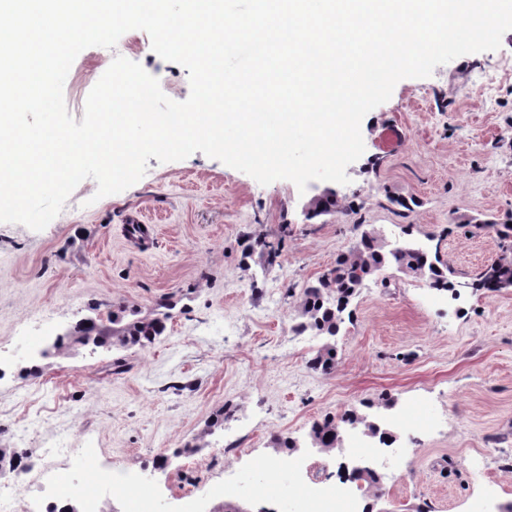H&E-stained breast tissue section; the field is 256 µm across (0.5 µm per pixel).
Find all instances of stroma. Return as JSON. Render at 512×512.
<instances>
[{
	"mask_svg": "<svg viewBox=\"0 0 512 512\" xmlns=\"http://www.w3.org/2000/svg\"><path fill=\"white\" fill-rule=\"evenodd\" d=\"M119 55L170 99L189 96L187 69L158 56L142 30L82 51L64 95L85 102ZM505 58L512 30L497 50L398 82L364 117L365 151L345 184L312 181L301 192L288 180L261 185L200 152L169 163L152 157L120 193L96 198V182L83 180L44 230L0 223V361L13 371L0 381V448L38 462L90 442L99 462L155 479L176 505L274 454L282 435L334 480L342 454L312 447V423L354 411L382 424L405 407L409 423L371 489L374 512H488V481L501 508L511 507L512 471L499 462L512 456V288H472L503 250L495 234L461 225L512 217V76L493 95L479 88ZM326 191L338 212L306 219L309 201ZM401 198L418 204L405 209ZM137 220L154 225L152 246L129 242L126 226ZM371 228L391 243L407 236L438 250L452 286L437 290L383 268L348 306L332 372L312 371L308 361L326 339L293 330L302 290ZM264 242L278 245L275 262L262 254ZM169 295L172 318L147 348L39 355L90 307L146 314ZM119 357L126 372L110 373ZM34 362L38 377L21 376ZM224 408L234 420L207 433ZM202 432L207 447L182 453ZM166 450L170 464L156 470Z\"/></svg>",
	"mask_w": 512,
	"mask_h": 512,
	"instance_id": "stroma-1",
	"label": "stroma"
}]
</instances>
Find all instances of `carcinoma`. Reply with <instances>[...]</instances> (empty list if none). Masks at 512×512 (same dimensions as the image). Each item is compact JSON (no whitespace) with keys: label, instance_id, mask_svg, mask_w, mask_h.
Returning <instances> with one entry per match:
<instances>
[{"label":"carcinoma","instance_id":"obj_1","mask_svg":"<svg viewBox=\"0 0 512 512\" xmlns=\"http://www.w3.org/2000/svg\"><path fill=\"white\" fill-rule=\"evenodd\" d=\"M336 212V199L324 194L310 203L308 217L313 219ZM463 224L475 228L490 226L499 239L512 238V226L506 223L466 219ZM388 265L404 273L425 277L436 288L448 286V274L452 273L438 255L430 254L412 241L388 249L382 239L364 231L334 267L303 289L301 321L296 323L294 331L298 334L311 331L329 339L336 337L344 322L342 313L345 305L369 277ZM504 284L512 286V260L505 257L479 271L472 286L478 290L498 292ZM174 307L175 304L165 296L149 316H141L139 311L119 305L105 315L98 312L94 316L83 317L55 338L53 352L61 354L77 346H88L94 350L144 348L165 332ZM334 364L335 348L329 343L308 361L311 370L322 373L331 371ZM358 421L360 418L354 412H345L339 417L328 416L312 424V440L319 448H335L339 444L341 424Z\"/></svg>","mask_w":512,"mask_h":512}]
</instances>
